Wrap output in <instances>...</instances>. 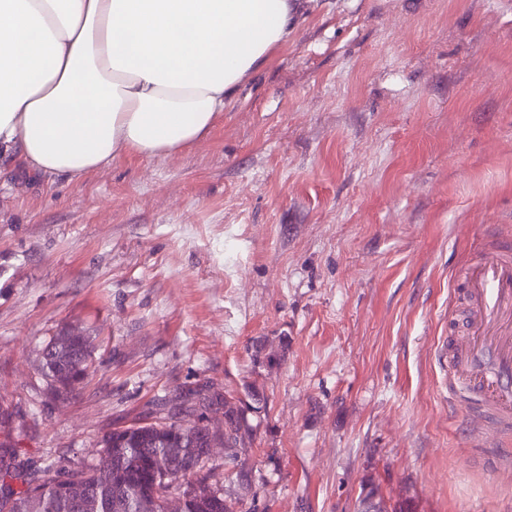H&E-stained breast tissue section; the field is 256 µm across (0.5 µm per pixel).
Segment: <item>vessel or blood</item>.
I'll return each mask as SVG.
<instances>
[{"mask_svg": "<svg viewBox=\"0 0 512 512\" xmlns=\"http://www.w3.org/2000/svg\"><path fill=\"white\" fill-rule=\"evenodd\" d=\"M469 307L449 358L448 395L467 397L474 430L512 432V242L460 270Z\"/></svg>", "mask_w": 512, "mask_h": 512, "instance_id": "vessel-or-blood-1", "label": "vessel or blood"}]
</instances>
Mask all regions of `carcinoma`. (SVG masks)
<instances>
[{
  "label": "carcinoma",
  "instance_id": "1",
  "mask_svg": "<svg viewBox=\"0 0 512 512\" xmlns=\"http://www.w3.org/2000/svg\"><path fill=\"white\" fill-rule=\"evenodd\" d=\"M91 354L88 341L71 342L64 328L41 348L38 368L54 381L53 392L67 397L83 383ZM14 422L13 412L0 405V512H167L174 495L182 496L183 512H237L223 488L196 480L209 463L207 423L169 417L115 429L101 439L95 462L62 476L51 462L32 470L19 460L10 441ZM247 426L242 410L224 402V437L231 447L241 443ZM181 444L193 446V454L179 455ZM72 476L84 489L78 501L67 487Z\"/></svg>",
  "mask_w": 512,
  "mask_h": 512
}]
</instances>
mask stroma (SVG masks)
Wrapping results in <instances>:
<instances>
[{
  "mask_svg": "<svg viewBox=\"0 0 512 512\" xmlns=\"http://www.w3.org/2000/svg\"><path fill=\"white\" fill-rule=\"evenodd\" d=\"M512 225V0H304L207 141L74 183L0 164V403L25 464L233 398L243 512H512L448 405L454 272ZM93 339L54 397L38 352Z\"/></svg>",
  "mask_w": 512,
  "mask_h": 512,
  "instance_id": "obj_1",
  "label": "stroma"
}]
</instances>
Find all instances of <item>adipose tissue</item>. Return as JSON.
I'll list each match as a JSON object with an SVG mask.
<instances>
[{"label":"adipose tissue","instance_id":"obj_1","mask_svg":"<svg viewBox=\"0 0 512 512\" xmlns=\"http://www.w3.org/2000/svg\"><path fill=\"white\" fill-rule=\"evenodd\" d=\"M296 0H0V158L69 181L208 136Z\"/></svg>","mask_w":512,"mask_h":512}]
</instances>
